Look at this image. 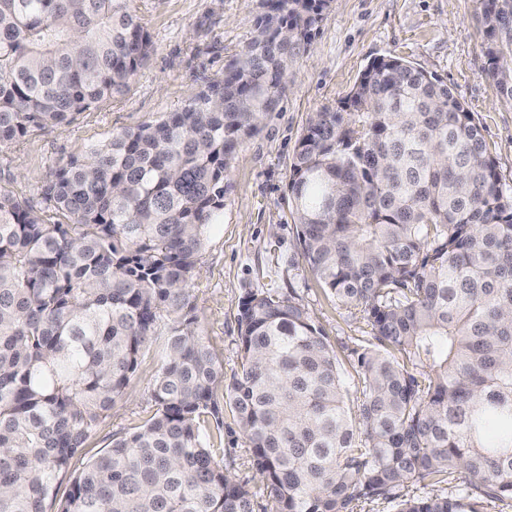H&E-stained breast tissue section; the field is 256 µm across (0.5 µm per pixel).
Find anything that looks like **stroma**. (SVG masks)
<instances>
[{"instance_id":"obj_1","label":"stroma","mask_w":512,"mask_h":512,"mask_svg":"<svg viewBox=\"0 0 512 512\" xmlns=\"http://www.w3.org/2000/svg\"><path fill=\"white\" fill-rule=\"evenodd\" d=\"M152 41L148 59L128 91L67 125L31 132L0 151V184L40 203L43 180L113 131L155 124L181 109L252 40L264 17L263 0H136ZM478 0H331L310 46L288 67L274 111L235 155L224 187V217L215 225L190 286L203 336L224 365L239 368L238 314L249 290L267 285L303 304L340 359L346 386L357 390L356 350L370 329L353 310L336 304L310 275L291 215L288 180L292 154L311 113L346 96L367 64L399 56L435 75L472 113L503 182L512 185V109L499 103L488 75ZM165 346L157 339L142 357L124 394L89 443V453L138 430L152 415L151 389ZM224 466L255 491V512L268 497L248 462L245 438L232 410L224 427L207 424Z\"/></svg>"}]
</instances>
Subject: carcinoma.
<instances>
[{
    "label": "carcinoma",
    "instance_id": "obj_1",
    "mask_svg": "<svg viewBox=\"0 0 512 512\" xmlns=\"http://www.w3.org/2000/svg\"><path fill=\"white\" fill-rule=\"evenodd\" d=\"M329 3L266 0L222 80L51 171L43 206L0 185V512H254L201 431L224 427L226 400L269 512H483L468 494L399 495L453 473L512 501V187L422 68L370 62L309 117L290 168L308 271L370 327L359 394L289 296L247 292L227 384L196 327L189 286L231 161ZM480 4L509 105L512 0ZM151 47L135 0H0V150L122 95ZM161 330L152 417L86 456Z\"/></svg>",
    "mask_w": 512,
    "mask_h": 512
}]
</instances>
